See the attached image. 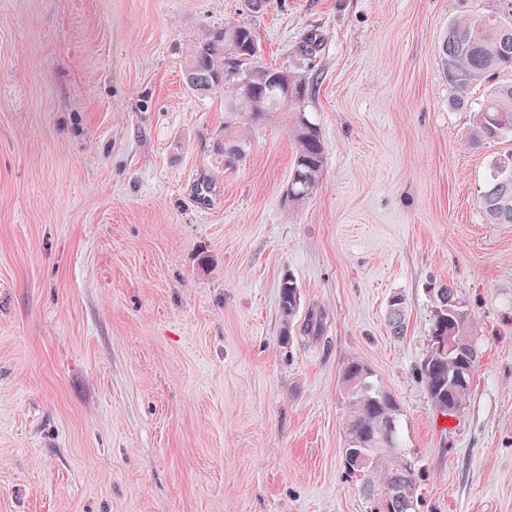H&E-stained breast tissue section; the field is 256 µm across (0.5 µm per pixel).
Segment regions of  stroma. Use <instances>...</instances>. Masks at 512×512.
<instances>
[{"mask_svg": "<svg viewBox=\"0 0 512 512\" xmlns=\"http://www.w3.org/2000/svg\"><path fill=\"white\" fill-rule=\"evenodd\" d=\"M242 3L0 0V512H368L352 360L398 403L416 512H512V224L479 204L512 141L472 144L442 69L449 24L498 0ZM228 23L310 80L300 108L187 88ZM300 109L325 163L291 202ZM446 286L479 352L447 416L418 376Z\"/></svg>", "mask_w": 512, "mask_h": 512, "instance_id": "1", "label": "stroma"}]
</instances>
